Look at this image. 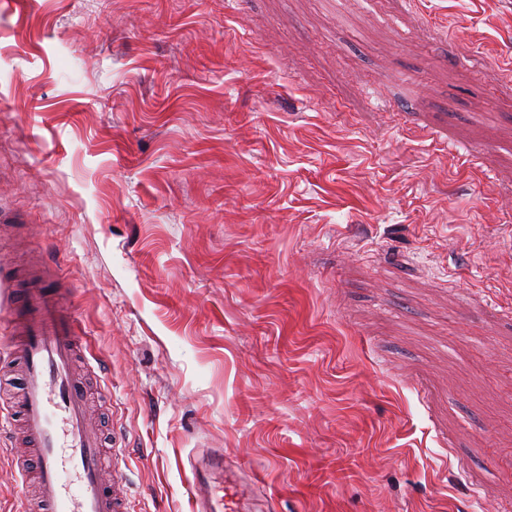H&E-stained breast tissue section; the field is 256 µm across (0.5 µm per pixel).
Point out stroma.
<instances>
[{
	"label": "stroma",
	"mask_w": 512,
	"mask_h": 512,
	"mask_svg": "<svg viewBox=\"0 0 512 512\" xmlns=\"http://www.w3.org/2000/svg\"><path fill=\"white\" fill-rule=\"evenodd\" d=\"M0 213L135 512H512V0H0ZM190 463L197 512H244L254 506L260 481L247 478L234 462L224 460L223 450L210 452L199 465L193 455Z\"/></svg>",
	"instance_id": "obj_1"
}]
</instances>
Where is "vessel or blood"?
I'll use <instances>...</instances> for the list:
<instances>
[{"mask_svg": "<svg viewBox=\"0 0 512 512\" xmlns=\"http://www.w3.org/2000/svg\"><path fill=\"white\" fill-rule=\"evenodd\" d=\"M14 335L0 384L20 374L14 411L0 405V432L21 428L27 457L15 459L20 476L35 474L40 512H128L118 493L122 471L106 477L101 439L87 408L86 389L73 367L80 336L75 312L29 286L11 310ZM197 512H247L259 481L244 475L223 451L193 465Z\"/></svg>", "mask_w": 512, "mask_h": 512, "instance_id": "obj_1", "label": "vessel or blood"}]
</instances>
